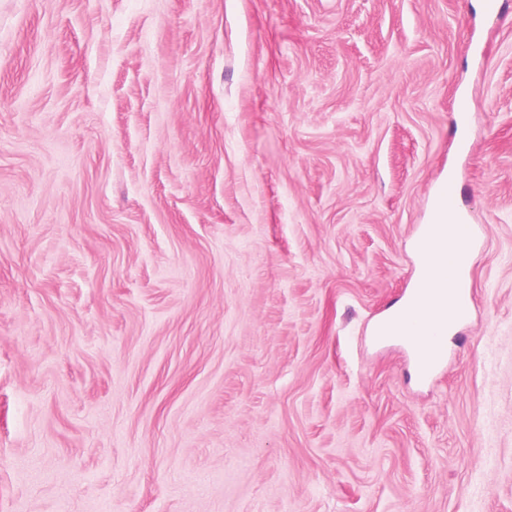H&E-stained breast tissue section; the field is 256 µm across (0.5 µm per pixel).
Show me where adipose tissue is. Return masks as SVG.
Returning <instances> with one entry per match:
<instances>
[{
    "label": "adipose tissue",
    "instance_id": "obj_1",
    "mask_svg": "<svg viewBox=\"0 0 512 512\" xmlns=\"http://www.w3.org/2000/svg\"><path fill=\"white\" fill-rule=\"evenodd\" d=\"M428 235L416 239L414 251L426 272L416 297L413 314H404L395 307L380 328L384 335L418 342L422 349H430L433 337L447 338L451 327L449 317L452 304L444 298V282L438 270L448 254L462 252L463 246L455 234V224L441 195H434L427 219Z\"/></svg>",
    "mask_w": 512,
    "mask_h": 512
}]
</instances>
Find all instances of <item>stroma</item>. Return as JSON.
Masks as SVG:
<instances>
[{
  "instance_id": "1",
  "label": "stroma",
  "mask_w": 512,
  "mask_h": 512,
  "mask_svg": "<svg viewBox=\"0 0 512 512\" xmlns=\"http://www.w3.org/2000/svg\"><path fill=\"white\" fill-rule=\"evenodd\" d=\"M0 512H512V0H0ZM444 180L439 183L431 201L426 222L428 231L414 243V251L422 262L421 270L424 268L426 271L425 279L424 281L421 278L417 279L409 296L395 307L374 330L375 333L380 328L384 336L405 338L409 343L415 340L426 351L431 348L433 337L445 339L453 329L449 325V317L453 308L449 297L448 301L444 299L443 288H446L444 289L446 293L449 290L458 298L461 305L462 321L469 313V296L467 297L465 288H456L462 279L464 270L458 264L455 256L448 255V253L462 252L464 247L461 243L472 250L476 239V228L475 225L469 223L465 214L460 210L457 182L450 176L444 185L447 209L441 196ZM454 221L461 243L455 234ZM428 236H432L434 239L426 242ZM446 258L448 260L443 264ZM442 264L443 277L448 285L443 282L438 273ZM417 288H423L419 295ZM412 298L416 299V306L411 310V313L417 315L416 320L408 319L407 314L403 313ZM397 317V323H393ZM411 348L414 350L417 368L421 376L426 379L430 378L434 374L436 368L444 361L445 356L448 353L446 345L438 348L433 356L423 354L414 345H411Z\"/></svg>"
}]
</instances>
